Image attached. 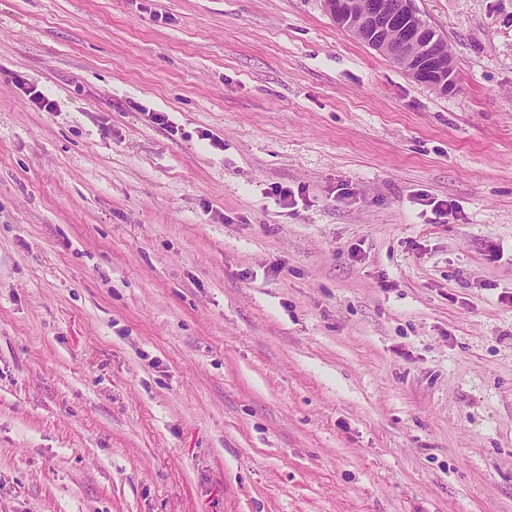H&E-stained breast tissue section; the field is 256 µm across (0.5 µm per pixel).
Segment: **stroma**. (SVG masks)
I'll use <instances>...</instances> for the list:
<instances>
[{
	"instance_id": "stroma-1",
	"label": "stroma",
	"mask_w": 512,
	"mask_h": 512,
	"mask_svg": "<svg viewBox=\"0 0 512 512\" xmlns=\"http://www.w3.org/2000/svg\"><path fill=\"white\" fill-rule=\"evenodd\" d=\"M415 6L0 0V512H512V0ZM330 13L336 12L340 23L360 39L359 29L365 25L372 31L368 43L386 54L399 53L407 43L427 42L431 27H400L396 14L399 9L389 3L392 0H324ZM410 63V76L417 82L441 91H448V86L454 82V69H448L444 54L439 48L424 54L412 55Z\"/></svg>"
}]
</instances>
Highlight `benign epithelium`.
Instances as JSON below:
<instances>
[{"mask_svg": "<svg viewBox=\"0 0 512 512\" xmlns=\"http://www.w3.org/2000/svg\"><path fill=\"white\" fill-rule=\"evenodd\" d=\"M325 4L354 35H359L362 26L372 31L368 43L386 55L401 51L410 42L428 41L427 31L431 27L398 26V9L389 0H325ZM409 72L416 81L441 91L448 89L455 79L454 71L448 69L444 54L438 48L412 55Z\"/></svg>", "mask_w": 512, "mask_h": 512, "instance_id": "1", "label": "benign epithelium"}]
</instances>
